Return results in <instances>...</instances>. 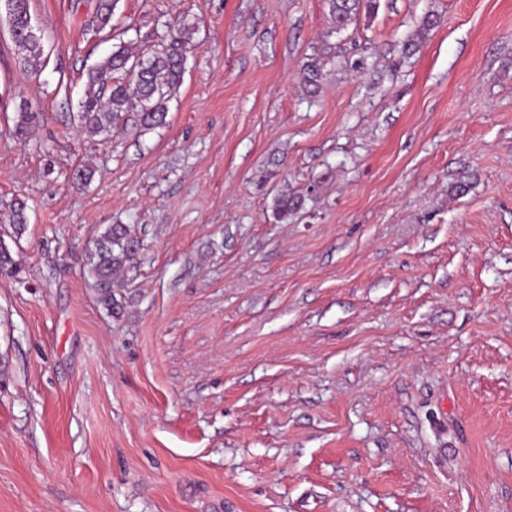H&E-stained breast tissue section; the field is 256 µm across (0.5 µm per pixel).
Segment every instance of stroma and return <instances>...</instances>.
Returning <instances> with one entry per match:
<instances>
[{"label": "stroma", "instance_id": "stroma-1", "mask_svg": "<svg viewBox=\"0 0 512 512\" xmlns=\"http://www.w3.org/2000/svg\"><path fill=\"white\" fill-rule=\"evenodd\" d=\"M99 4L30 0L36 73L0 21V512H512V0ZM184 25L166 126L81 132L87 70ZM327 2L333 32L346 29L360 13L372 16L379 8V0H328ZM137 253V241L129 236L122 224L108 225L97 238L87 267L93 284L106 287L101 288L99 301L107 310H112L117 302L112 296V284L118 282L121 272Z\"/></svg>", "mask_w": 512, "mask_h": 512}]
</instances>
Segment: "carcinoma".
I'll list each match as a JSON object with an SVG mask.
<instances>
[{
	"label": "carcinoma",
	"mask_w": 512,
	"mask_h": 512,
	"mask_svg": "<svg viewBox=\"0 0 512 512\" xmlns=\"http://www.w3.org/2000/svg\"><path fill=\"white\" fill-rule=\"evenodd\" d=\"M117 0H101L97 20L98 30L105 29L113 17ZM333 32L346 29L361 13L372 16L379 8V0H328ZM31 19L29 0H15L14 25L22 31ZM191 32L179 28L169 42L139 54L121 46L89 69L79 102L78 119L81 130L96 136L125 116L133 115L145 130L166 122L167 102L180 85L184 61ZM16 46L25 52V59L32 67L39 64L42 56L41 42L26 38L15 40ZM325 62L315 56L303 63L304 83L319 88ZM122 71L127 76L116 81L112 73ZM39 113L23 106L17 115L15 134L23 139L36 130ZM304 201L301 195H282L277 199L278 213L282 216L299 209ZM26 203L18 199L8 206L4 219L11 224L14 235L21 236L25 224ZM138 253L137 241L129 236L122 224H110L100 233L94 250L90 253L87 267L92 282L104 286L100 303L108 310L116 305L112 296V284L117 282L125 266Z\"/></svg>",
	"instance_id": "1"
}]
</instances>
